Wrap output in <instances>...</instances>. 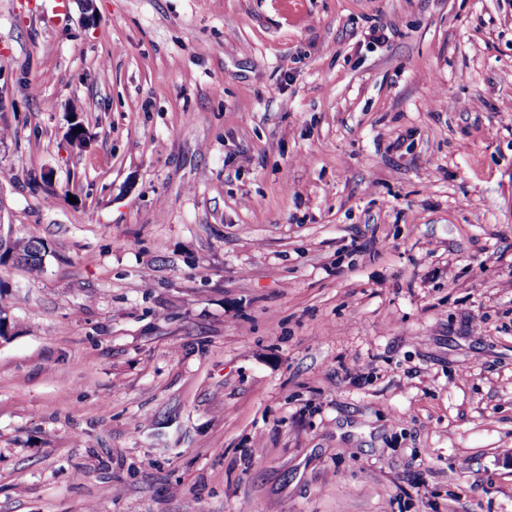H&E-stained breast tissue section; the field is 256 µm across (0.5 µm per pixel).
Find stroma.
I'll return each mask as SVG.
<instances>
[{"mask_svg":"<svg viewBox=\"0 0 512 512\" xmlns=\"http://www.w3.org/2000/svg\"><path fill=\"white\" fill-rule=\"evenodd\" d=\"M0 224V512H512V0H0ZM4 225H0V246L12 237V230L6 234ZM1 246L0 267L12 265H24L32 270H40L43 267V258L48 256V247L41 239L36 237H13L7 245Z\"/></svg>","mask_w":512,"mask_h":512,"instance_id":"1","label":"stroma"}]
</instances>
